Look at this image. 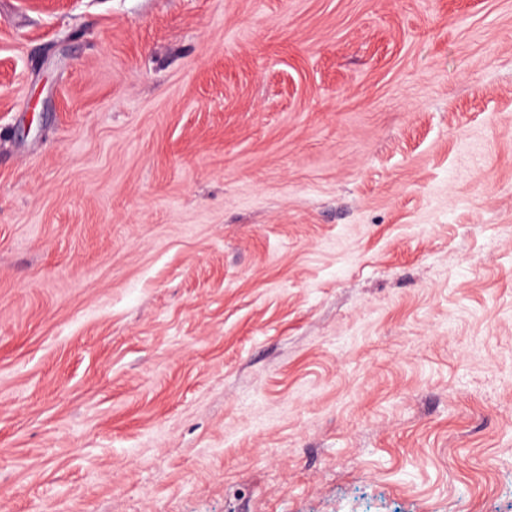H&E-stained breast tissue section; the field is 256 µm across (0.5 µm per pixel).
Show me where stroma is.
Listing matches in <instances>:
<instances>
[{
    "label": "stroma",
    "instance_id": "stroma-1",
    "mask_svg": "<svg viewBox=\"0 0 512 512\" xmlns=\"http://www.w3.org/2000/svg\"><path fill=\"white\" fill-rule=\"evenodd\" d=\"M0 512H512V0H0Z\"/></svg>",
    "mask_w": 512,
    "mask_h": 512
}]
</instances>
